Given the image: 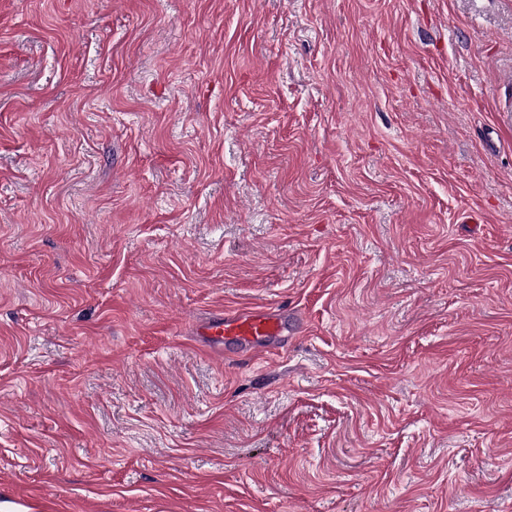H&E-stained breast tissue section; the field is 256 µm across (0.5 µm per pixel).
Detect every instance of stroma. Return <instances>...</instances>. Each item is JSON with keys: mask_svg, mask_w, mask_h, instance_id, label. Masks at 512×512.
I'll list each match as a JSON object with an SVG mask.
<instances>
[{"mask_svg": "<svg viewBox=\"0 0 512 512\" xmlns=\"http://www.w3.org/2000/svg\"><path fill=\"white\" fill-rule=\"evenodd\" d=\"M0 502L512 512V0H0ZM284 308L242 309L212 317L207 324L208 346L221 351V345L249 347L255 355L268 352L265 342L282 336L286 329Z\"/></svg>", "mask_w": 512, "mask_h": 512, "instance_id": "stroma-1", "label": "stroma"}]
</instances>
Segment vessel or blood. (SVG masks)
<instances>
[{"instance_id":"vessel-or-blood-1","label":"vessel or blood","mask_w":512,"mask_h":512,"mask_svg":"<svg viewBox=\"0 0 512 512\" xmlns=\"http://www.w3.org/2000/svg\"><path fill=\"white\" fill-rule=\"evenodd\" d=\"M285 328L286 317L279 307L227 312L209 320L208 344L216 350L227 344L241 345L260 355L266 340L282 335Z\"/></svg>"}]
</instances>
